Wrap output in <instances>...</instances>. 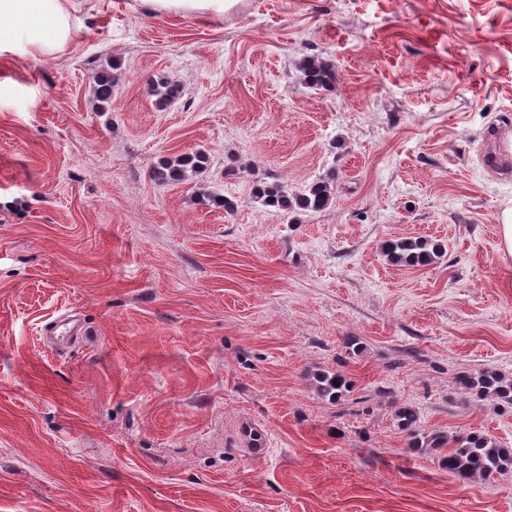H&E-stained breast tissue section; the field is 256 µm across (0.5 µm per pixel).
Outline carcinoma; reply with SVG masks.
<instances>
[{"instance_id": "carcinoma-1", "label": "carcinoma", "mask_w": 512, "mask_h": 512, "mask_svg": "<svg viewBox=\"0 0 512 512\" xmlns=\"http://www.w3.org/2000/svg\"><path fill=\"white\" fill-rule=\"evenodd\" d=\"M303 72L311 87L323 88L334 80L330 66L315 59L304 60ZM112 85V77L102 75L98 78L95 89L98 101L110 102ZM203 168V157L184 155L155 168L153 177L161 183L182 182L187 170L199 172ZM332 183L333 179L325 175L300 193L287 194L279 184L272 183L259 187L257 194L265 204L289 213L294 210L316 213L331 201ZM383 251L391 263L409 266L427 265L444 255L442 245L422 240L389 241ZM312 379L321 396L333 404L341 402L350 389L349 381L339 372H316L312 374ZM456 383L464 392L480 400H490L512 408V374L506 375L495 368H485L457 378ZM394 421L396 427L407 435L409 451L438 455L441 464L448 469V474L460 483L474 486L512 469V448L503 447L480 431L455 436L454 446L450 448L448 435L423 428L418 411L412 406L398 407Z\"/></svg>"}]
</instances>
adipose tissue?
Listing matches in <instances>:
<instances>
[{
  "label": "adipose tissue",
  "mask_w": 512,
  "mask_h": 512,
  "mask_svg": "<svg viewBox=\"0 0 512 512\" xmlns=\"http://www.w3.org/2000/svg\"><path fill=\"white\" fill-rule=\"evenodd\" d=\"M73 32L64 0H0V53L24 50L46 55Z\"/></svg>",
  "instance_id": "1"
}]
</instances>
